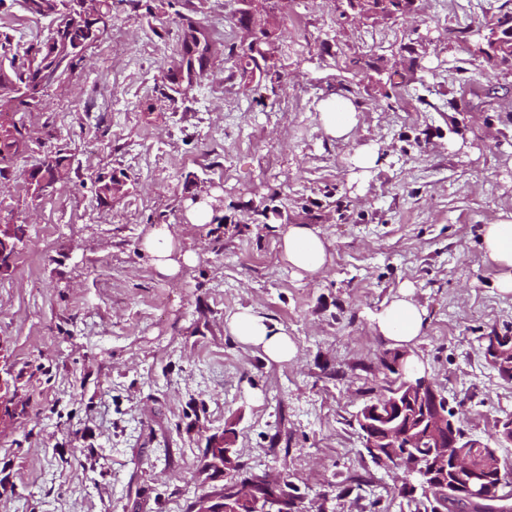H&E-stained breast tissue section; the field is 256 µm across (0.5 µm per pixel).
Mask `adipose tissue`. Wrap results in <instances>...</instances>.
I'll return each mask as SVG.
<instances>
[{"instance_id": "ef3b65f1", "label": "adipose tissue", "mask_w": 512, "mask_h": 512, "mask_svg": "<svg viewBox=\"0 0 512 512\" xmlns=\"http://www.w3.org/2000/svg\"><path fill=\"white\" fill-rule=\"evenodd\" d=\"M322 109L324 135L348 139L358 124L353 103L337 95L325 100ZM481 243L485 261L498 271L499 290L512 293V210L499 212L491 223L483 226ZM144 246L154 256L157 269L169 276L177 275L194 258L163 226L153 229ZM281 249L284 260L303 277L317 275L329 260L325 239L306 224L289 225L282 234ZM373 322L376 333L392 347L409 352L423 334L426 311L416 299L413 286L407 283L382 304ZM226 328L242 344L260 349L271 361L288 362L298 354L295 342L283 329L270 325L266 318L252 311L243 310L228 317Z\"/></svg>"}]
</instances>
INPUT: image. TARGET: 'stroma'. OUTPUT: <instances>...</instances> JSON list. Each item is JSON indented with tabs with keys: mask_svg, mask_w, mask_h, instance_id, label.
I'll return each mask as SVG.
<instances>
[{
	"mask_svg": "<svg viewBox=\"0 0 512 512\" xmlns=\"http://www.w3.org/2000/svg\"><path fill=\"white\" fill-rule=\"evenodd\" d=\"M270 2L280 53L260 92L231 71L237 0H114L81 64L24 113L42 143L0 173V223L26 227L0 273V376L17 391L0 512H188L232 481L202 470L222 434L240 477L294 485L306 512H410L352 424L385 379L372 316L406 282L427 309L413 353L468 432L488 439L512 413V381L478 342L512 329L480 241L512 210V66L469 91L458 0L378 24L346 18L345 0ZM26 16L0 0V31L33 49L51 21ZM192 28L221 42L200 68L183 51ZM407 69L408 88L391 82ZM334 95L359 111L346 141L321 130ZM62 146L64 180L35 196L24 173ZM366 146L378 161L363 176ZM101 174L125 183L108 204ZM197 202L215 205L211 223H190ZM291 224L329 243L314 278L281 258ZM161 225L196 254L173 277L143 247ZM248 308L293 338L295 360L226 331Z\"/></svg>",
	"mask_w": 512,
	"mask_h": 512,
	"instance_id": "35a3bbf8",
	"label": "stroma"
}]
</instances>
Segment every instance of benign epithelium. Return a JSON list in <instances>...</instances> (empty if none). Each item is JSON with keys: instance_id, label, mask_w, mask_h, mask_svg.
<instances>
[{"instance_id": "obj_1", "label": "benign epithelium", "mask_w": 512, "mask_h": 512, "mask_svg": "<svg viewBox=\"0 0 512 512\" xmlns=\"http://www.w3.org/2000/svg\"><path fill=\"white\" fill-rule=\"evenodd\" d=\"M266 0H239L238 24L244 46L257 47L277 28V14L265 5ZM397 8L380 9L373 0H358L356 10L370 19H390L398 16ZM18 225L0 224V270L8 269L15 258V237ZM485 351L506 379L512 378V336L492 333L485 337ZM386 361L395 371L400 387L392 393L382 392L379 399L364 404L356 413L359 434L370 448L378 464L399 472L400 482L422 486L435 491L441 507L453 500L467 512L477 503L481 507L492 505L495 512H512V494L489 499L486 493V475L499 478V488L512 480V471H503L500 464L489 463L477 469L472 463L471 448H481L483 443L460 430L458 420L448 415V398L436 382L426 376L417 377L409 367L408 354L389 355ZM426 435L430 451L423 458L409 463L398 451V445L409 447L407 441ZM456 449L453 459H448V449ZM235 449L219 436L211 440L205 457L203 471H224V462L233 459ZM286 498L275 493L260 499L250 484L240 485L233 495L207 493L197 497L192 512H287Z\"/></svg>"}]
</instances>
